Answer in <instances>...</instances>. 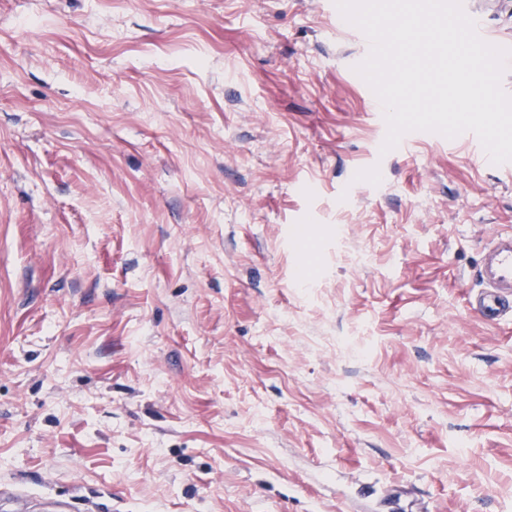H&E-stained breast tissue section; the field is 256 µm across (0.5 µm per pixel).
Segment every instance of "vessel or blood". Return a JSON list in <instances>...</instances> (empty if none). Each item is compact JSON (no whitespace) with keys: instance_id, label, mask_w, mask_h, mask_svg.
<instances>
[{"instance_id":"vessel-or-blood-1","label":"vessel or blood","mask_w":512,"mask_h":512,"mask_svg":"<svg viewBox=\"0 0 512 512\" xmlns=\"http://www.w3.org/2000/svg\"><path fill=\"white\" fill-rule=\"evenodd\" d=\"M463 8L471 18L476 19L477 32L483 40L499 47L512 48L511 40L494 36L484 22L479 21L473 0H464ZM480 276L483 287L473 299V311L488 322L512 317L511 234L498 236L487 248Z\"/></svg>"}]
</instances>
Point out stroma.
<instances>
[{"instance_id": "1", "label": "stroma", "mask_w": 512, "mask_h": 512, "mask_svg": "<svg viewBox=\"0 0 512 512\" xmlns=\"http://www.w3.org/2000/svg\"><path fill=\"white\" fill-rule=\"evenodd\" d=\"M361 51L333 0H0V487L512 512V319L470 307L512 177L380 153Z\"/></svg>"}]
</instances>
